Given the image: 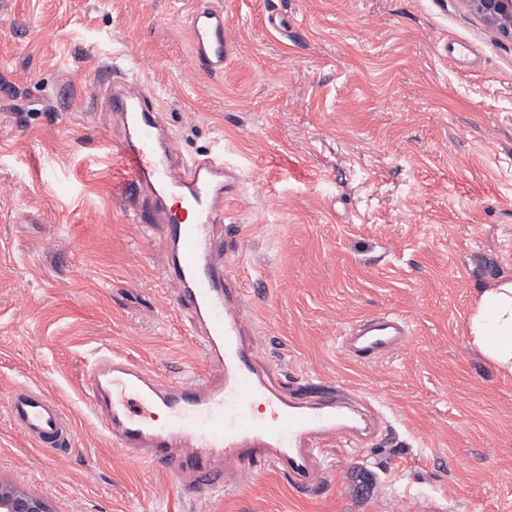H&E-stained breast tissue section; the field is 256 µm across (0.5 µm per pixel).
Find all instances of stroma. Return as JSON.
<instances>
[{
    "label": "stroma",
    "instance_id": "35a3bbf8",
    "mask_svg": "<svg viewBox=\"0 0 512 512\" xmlns=\"http://www.w3.org/2000/svg\"><path fill=\"white\" fill-rule=\"evenodd\" d=\"M196 0H0V476L54 512H512V373L473 346L480 289L512 276V43L462 0H216L234 50L194 63ZM468 56L449 58L448 43ZM121 63L179 157L238 176L222 234L261 356L291 385L371 395L387 435L332 448L323 484L274 472L203 500L109 445L86 387L117 352L160 384L208 359L141 236L112 146L124 136L88 80ZM396 311L413 336L370 366L339 338ZM40 389L72 428L36 447L9 395Z\"/></svg>",
    "mask_w": 512,
    "mask_h": 512
}]
</instances>
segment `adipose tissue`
I'll use <instances>...</instances> for the list:
<instances>
[{
	"instance_id": "ef3b65f1",
	"label": "adipose tissue",
	"mask_w": 512,
	"mask_h": 512,
	"mask_svg": "<svg viewBox=\"0 0 512 512\" xmlns=\"http://www.w3.org/2000/svg\"><path fill=\"white\" fill-rule=\"evenodd\" d=\"M469 334L485 356L512 372V278L501 279L478 295Z\"/></svg>"
}]
</instances>
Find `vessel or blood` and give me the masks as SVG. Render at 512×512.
Masks as SVG:
<instances>
[{
    "label": "vessel or blood",
    "instance_id": "b4317fda",
    "mask_svg": "<svg viewBox=\"0 0 512 512\" xmlns=\"http://www.w3.org/2000/svg\"><path fill=\"white\" fill-rule=\"evenodd\" d=\"M226 27L223 8L214 5L196 7L189 17L192 53L207 73H223L232 53ZM103 97L126 130L117 155L128 175L134 221L146 235L159 227L168 253L162 279L174 288L212 375L164 387L124 357H99L86 377L99 430L203 498L223 494L229 473L268 469L296 492H314L329 448L360 446L387 432L384 412L340 388L308 396L273 385L274 368L259 356L247 293L229 270L228 256L240 245H220L212 236L236 193L234 171L215 155L176 160V138L137 81L96 75L88 101ZM411 334L409 321L388 311L350 323L340 346L352 362L369 365L404 349ZM257 402L264 407L258 417ZM9 406L13 422L36 446H68L71 428L48 392L13 393Z\"/></svg>",
    "mask_w": 512,
    "mask_h": 512
}]
</instances>
